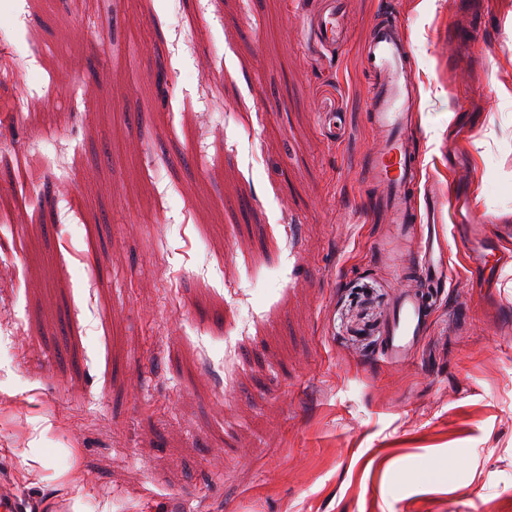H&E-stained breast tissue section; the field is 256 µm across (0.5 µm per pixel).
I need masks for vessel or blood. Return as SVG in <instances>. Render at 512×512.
<instances>
[{
    "label": "vessel or blood",
    "instance_id": "1",
    "mask_svg": "<svg viewBox=\"0 0 512 512\" xmlns=\"http://www.w3.org/2000/svg\"><path fill=\"white\" fill-rule=\"evenodd\" d=\"M343 0H323L308 18L310 48H328L342 44L346 31L342 24ZM362 64L373 76L368 89L370 123L379 139L366 159L369 179L379 188L385 221L392 236L403 239L414 221V204L409 187L421 166V159L409 151L415 131L410 114L411 54L401 33L396 13H382L375 21L361 51ZM469 266L484 287H495L506 264L498 252L500 237L512 234V226L496 225L485 232L482 225L466 224ZM435 233H428L424 247L413 251L405 247L398 257L399 274L412 273L442 283L449 269L442 253L435 249ZM423 303L412 295L399 296L382 351L385 361L401 363L414 353L417 338L424 333Z\"/></svg>",
    "mask_w": 512,
    "mask_h": 512
}]
</instances>
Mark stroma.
I'll return each mask as SVG.
<instances>
[{
	"label": "stroma",
	"mask_w": 512,
	"mask_h": 512,
	"mask_svg": "<svg viewBox=\"0 0 512 512\" xmlns=\"http://www.w3.org/2000/svg\"><path fill=\"white\" fill-rule=\"evenodd\" d=\"M317 3L0 0V480L26 512H512V263L478 287L448 226L453 197L512 225V0H346L312 52ZM387 6L451 274L399 365L383 327L422 284L382 252L360 55ZM343 0H325L308 18V46L312 49L336 47L346 40L341 22L345 12Z\"/></svg>",
	"instance_id": "35a3bbf8"
}]
</instances>
